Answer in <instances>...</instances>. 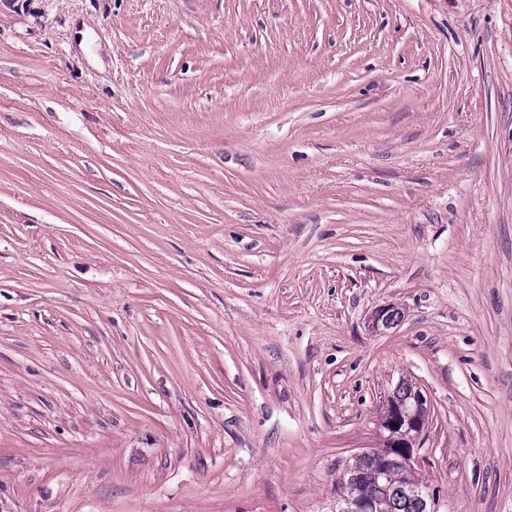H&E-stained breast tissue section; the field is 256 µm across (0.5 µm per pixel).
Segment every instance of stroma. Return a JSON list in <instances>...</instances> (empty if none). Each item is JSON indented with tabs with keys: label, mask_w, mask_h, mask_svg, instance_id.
<instances>
[{
	"label": "stroma",
	"mask_w": 512,
	"mask_h": 512,
	"mask_svg": "<svg viewBox=\"0 0 512 512\" xmlns=\"http://www.w3.org/2000/svg\"><path fill=\"white\" fill-rule=\"evenodd\" d=\"M402 376L512 512V0H0V512H334Z\"/></svg>",
	"instance_id": "stroma-1"
}]
</instances>
